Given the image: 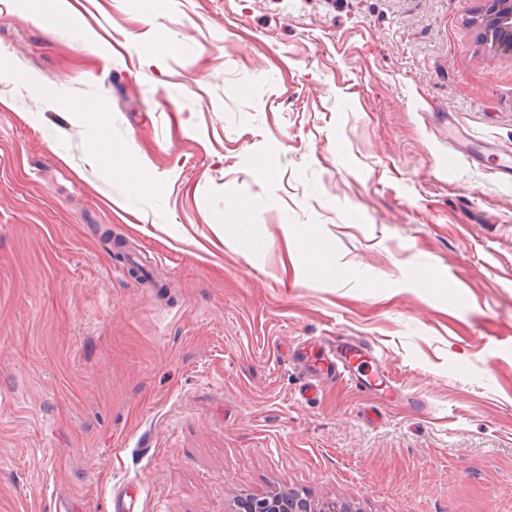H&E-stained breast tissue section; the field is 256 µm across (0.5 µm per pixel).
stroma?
Masks as SVG:
<instances>
[{
  "label": "stroma",
  "mask_w": 512,
  "mask_h": 512,
  "mask_svg": "<svg viewBox=\"0 0 512 512\" xmlns=\"http://www.w3.org/2000/svg\"><path fill=\"white\" fill-rule=\"evenodd\" d=\"M69 3L86 38L0 0V512H512V59L478 0ZM331 336L398 398L299 402ZM64 107L81 115V119L90 125H100L104 122L105 106L101 102L70 103L64 102ZM300 240L305 246L304 253L309 261L312 274L317 276L338 274L336 259L317 242L311 228H306L301 232ZM345 502H319L288 492L262 498L240 497L231 512H352Z\"/></svg>",
  "instance_id": "obj_1"
}]
</instances>
